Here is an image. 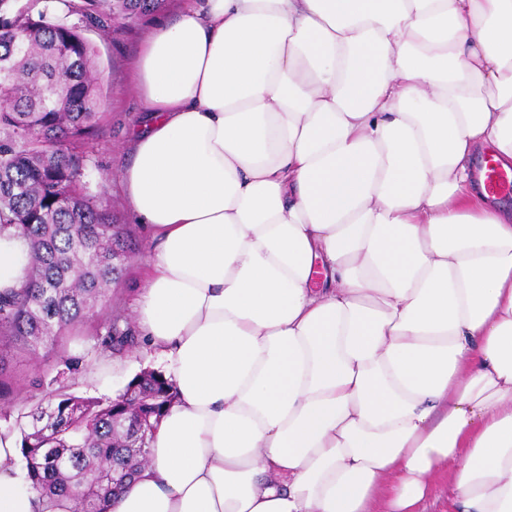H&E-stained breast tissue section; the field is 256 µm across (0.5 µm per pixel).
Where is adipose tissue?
I'll list each match as a JSON object with an SVG mask.
<instances>
[{"mask_svg":"<svg viewBox=\"0 0 512 512\" xmlns=\"http://www.w3.org/2000/svg\"><path fill=\"white\" fill-rule=\"evenodd\" d=\"M138 86L178 399L107 512H512V0H181ZM30 261L0 228V291ZM70 507L0 434V512ZM485 184L491 191H499L503 188H512V171H506L498 167L491 159L485 161Z\"/></svg>","mask_w":512,"mask_h":512,"instance_id":"1","label":"adipose tissue"}]
</instances>
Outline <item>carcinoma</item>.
Here are the masks:
<instances>
[{
    "instance_id": "obj_1",
    "label": "carcinoma",
    "mask_w": 512,
    "mask_h": 512,
    "mask_svg": "<svg viewBox=\"0 0 512 512\" xmlns=\"http://www.w3.org/2000/svg\"><path fill=\"white\" fill-rule=\"evenodd\" d=\"M95 21L150 13L161 0H0V225L14 224L30 244L24 287L0 292V392L8 387V352L29 354L57 341L105 301L128 257V233L112 223L106 201L84 181L83 145L101 103L96 53L81 27L54 14ZM122 317L97 337L100 353L137 343ZM33 409L20 428L21 449L38 497H66L71 512H106L132 479L151 430L177 398L160 371L134 377L102 403L66 393Z\"/></svg>"
}]
</instances>
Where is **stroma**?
Returning a JSON list of instances; mask_svg holds the SVG:
<instances>
[{"mask_svg":"<svg viewBox=\"0 0 512 512\" xmlns=\"http://www.w3.org/2000/svg\"><path fill=\"white\" fill-rule=\"evenodd\" d=\"M151 22V16L146 15L110 24L81 25L84 37L97 54L103 92L97 133L84 149L85 176L90 193L111 204L115 223L127 225L135 250L122 279L113 284L107 306L97 308L88 320L66 331L56 345L39 348L34 355H14L10 384L0 395L1 432L16 436L27 424V414L34 404L30 382L35 376H43L54 391L105 401L120 394L141 371L165 368L162 357L143 340L112 357L95 351L109 314L116 313L126 322H133L152 250L144 227L133 223L130 217L117 173L119 165L131 158L130 130L140 114L135 68ZM68 357L79 358L77 369L65 366Z\"/></svg>","mask_w":512,"mask_h":512,"instance_id":"obj_1","label":"stroma"}]
</instances>
